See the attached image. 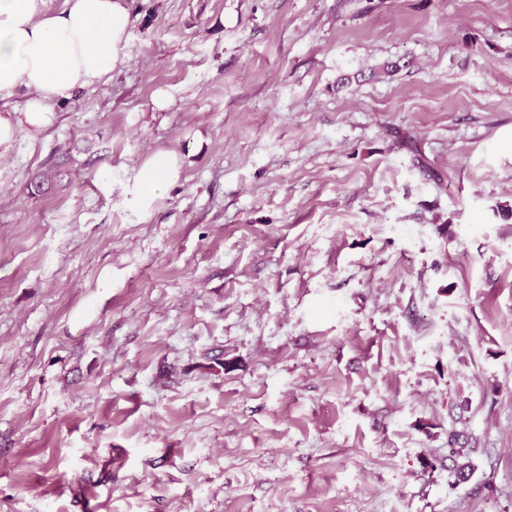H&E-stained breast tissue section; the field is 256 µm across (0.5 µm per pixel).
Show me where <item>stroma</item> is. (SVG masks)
I'll list each match as a JSON object with an SVG mask.
<instances>
[{
	"label": "stroma",
	"mask_w": 512,
	"mask_h": 512,
	"mask_svg": "<svg viewBox=\"0 0 512 512\" xmlns=\"http://www.w3.org/2000/svg\"><path fill=\"white\" fill-rule=\"evenodd\" d=\"M129 6L0 147V512H512V0ZM179 161L175 155L159 152L151 155L142 165L141 179L135 186L137 206L148 211L153 202L164 196L168 186L179 173Z\"/></svg>",
	"instance_id": "obj_1"
}]
</instances>
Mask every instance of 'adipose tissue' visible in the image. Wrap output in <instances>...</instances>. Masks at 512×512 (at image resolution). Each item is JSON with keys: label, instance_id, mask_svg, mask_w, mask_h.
Wrapping results in <instances>:
<instances>
[{"label": "adipose tissue", "instance_id": "adipose-tissue-1", "mask_svg": "<svg viewBox=\"0 0 512 512\" xmlns=\"http://www.w3.org/2000/svg\"><path fill=\"white\" fill-rule=\"evenodd\" d=\"M42 3L0 0V99L27 92L21 111L0 113V146L49 124L58 99L111 78L128 57V0H65L54 15ZM179 168L175 155H151L134 190L137 206L149 210Z\"/></svg>", "mask_w": 512, "mask_h": 512}]
</instances>
